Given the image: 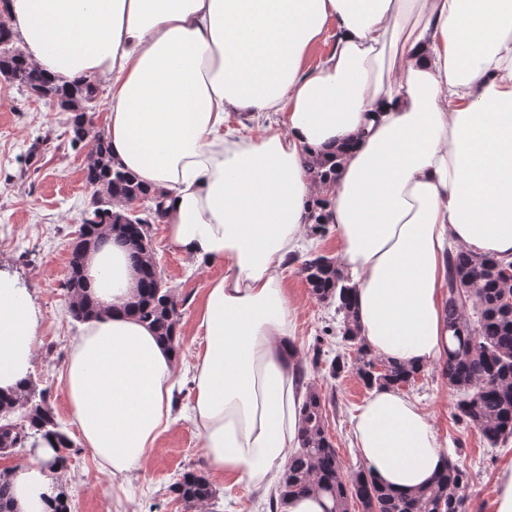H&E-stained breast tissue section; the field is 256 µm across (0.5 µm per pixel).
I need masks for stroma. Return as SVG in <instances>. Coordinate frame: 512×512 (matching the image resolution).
I'll use <instances>...</instances> for the list:
<instances>
[{
    "label": "stroma",
    "mask_w": 512,
    "mask_h": 512,
    "mask_svg": "<svg viewBox=\"0 0 512 512\" xmlns=\"http://www.w3.org/2000/svg\"><path fill=\"white\" fill-rule=\"evenodd\" d=\"M69 118L68 112L0 78V271L19 279L40 312L30 380L36 390L46 391L63 432L73 439L77 433L60 374L79 324L67 312L62 284L90 192L83 178L85 153L69 145ZM150 235L158 269L183 302L177 346L188 365L201 341L196 316L204 290L223 276L224 266L170 250L163 225H153ZM284 286L295 305L298 359L326 404V432L345 471H357L362 463L352 444L350 419L368 391L355 369L333 379L325 366L312 361L318 346L354 360L341 340V317L334 304L312 295L298 265L285 270ZM401 392L420 403L449 456L470 473L464 491L468 512H495L498 477L512 467V438L493 446L477 429L458 422L455 392L441 368L423 370ZM188 471L206 476L215 491L214 499L195 512H270L269 491L212 473L201 439L185 418L159 439L141 468L124 478L112 477L90 449L78 447L57 474L55 489L68 512H185L172 486Z\"/></svg>",
    "instance_id": "35a3bbf8"
}]
</instances>
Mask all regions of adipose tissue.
I'll return each mask as SVG.
<instances>
[{
	"label": "adipose tissue",
	"instance_id": "obj_1",
	"mask_svg": "<svg viewBox=\"0 0 512 512\" xmlns=\"http://www.w3.org/2000/svg\"><path fill=\"white\" fill-rule=\"evenodd\" d=\"M58 83L105 82L112 160L164 202L169 247L220 261L196 322L186 407L212 470L270 487L299 445L289 255L323 202L352 312L375 354L421 369L449 345L448 252L512 262V0H10L0 16ZM336 44L315 67L328 27ZM265 121L252 137L230 114ZM335 170L316 180L311 164ZM128 245L91 251L62 374L71 422L124 477L177 422L175 344L129 310ZM38 314L0 272V388L31 369ZM366 471L404 494L447 463L432 420L398 390L351 419ZM16 512H45L51 474L10 472Z\"/></svg>",
	"mask_w": 512,
	"mask_h": 512
}]
</instances>
